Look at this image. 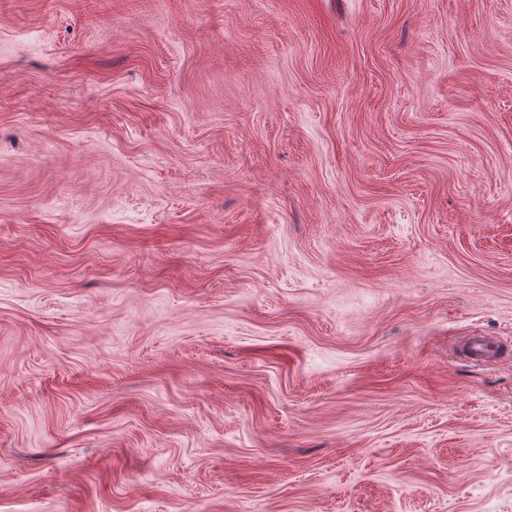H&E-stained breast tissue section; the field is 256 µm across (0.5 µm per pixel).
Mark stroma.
<instances>
[{"label": "stroma", "mask_w": 512, "mask_h": 512, "mask_svg": "<svg viewBox=\"0 0 512 512\" xmlns=\"http://www.w3.org/2000/svg\"><path fill=\"white\" fill-rule=\"evenodd\" d=\"M512 0H0V512H512ZM463 348L476 362H496L502 355V343L498 338L473 333L467 336Z\"/></svg>", "instance_id": "stroma-1"}]
</instances>
